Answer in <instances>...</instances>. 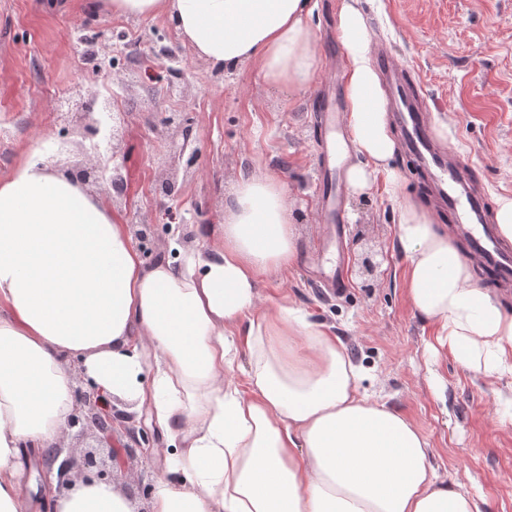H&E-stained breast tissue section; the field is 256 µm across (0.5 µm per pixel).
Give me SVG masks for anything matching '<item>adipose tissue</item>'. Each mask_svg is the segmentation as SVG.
Returning <instances> with one entry per match:
<instances>
[{
	"mask_svg": "<svg viewBox=\"0 0 512 512\" xmlns=\"http://www.w3.org/2000/svg\"><path fill=\"white\" fill-rule=\"evenodd\" d=\"M115 14L167 17L195 53L267 84L314 82L311 0H111ZM348 131L361 164L350 190L395 181L387 103L356 0H340ZM36 148L0 178V512H29L17 481L25 449L52 448L77 409L78 360L108 399L145 409L173 444L150 512H482L439 482L424 434L360 392L336 339L286 304L261 312V274L292 265L295 232L274 176L241 179L224 245L145 265L123 215ZM406 295L465 370L512 386V314L447 227L397 203ZM247 354L246 387L232 379ZM54 512H135L112 485L80 482Z\"/></svg>",
	"mask_w": 512,
	"mask_h": 512,
	"instance_id": "1",
	"label": "adipose tissue"
}]
</instances>
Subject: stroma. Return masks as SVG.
Listing matches in <instances>:
<instances>
[{"label":"stroma","mask_w":512,"mask_h":512,"mask_svg":"<svg viewBox=\"0 0 512 512\" xmlns=\"http://www.w3.org/2000/svg\"><path fill=\"white\" fill-rule=\"evenodd\" d=\"M371 38L382 40L422 89L433 124L449 129L451 147L478 170L489 202L512 196V0H358ZM312 22L320 71L301 91L267 85L248 63L227 73L196 56L165 18L115 16L102 0H0V177L37 145L55 142L63 168L91 169L109 152L76 149L74 126L55 111L83 89L85 103L111 97L101 139L124 160L122 196L106 197L127 224H148L137 243L146 264L175 258L177 249L207 251L224 239V205L244 177L272 174L287 191L296 258L261 275L258 307L288 302L339 338L366 374V392L419 427L439 481L484 498V512H512V424L497 418L503 383L462 369L438 349L437 327L406 296L408 259L397 246L396 196L427 202L421 176L402 153L391 165L395 185L345 192L343 276L339 294L318 288L320 262L312 243L322 233L314 169L319 129L315 96L346 66L336 40L337 0H317ZM93 35L92 55L111 60L109 73L81 54L78 32ZM175 114L192 131L193 172L168 162V129ZM181 187L179 215L169 229L167 179ZM375 252L373 288L362 286L358 260ZM161 454H134L111 484L149 512L143 489L164 471Z\"/></svg>","instance_id":"35a3bbf8"}]
</instances>
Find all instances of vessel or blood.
Returning <instances> with one entry per match:
<instances>
[{
    "mask_svg": "<svg viewBox=\"0 0 512 512\" xmlns=\"http://www.w3.org/2000/svg\"><path fill=\"white\" fill-rule=\"evenodd\" d=\"M376 64L402 130L403 149L413 166L428 175L438 206L448 212L453 234L468 242L471 257L483 267L494 270L498 281H512V251L502 246L487 219L489 204L486 197L476 191L479 178L474 167L460 155L437 146L427 109L404 67L382 50L376 53ZM342 112L339 91L324 92L318 114L321 158L316 189L324 216L321 245L327 250L340 248L344 234L341 174L348 145L343 133Z\"/></svg>",
    "mask_w": 512,
    "mask_h": 512,
    "instance_id": "1",
    "label": "vessel or blood"
}]
</instances>
